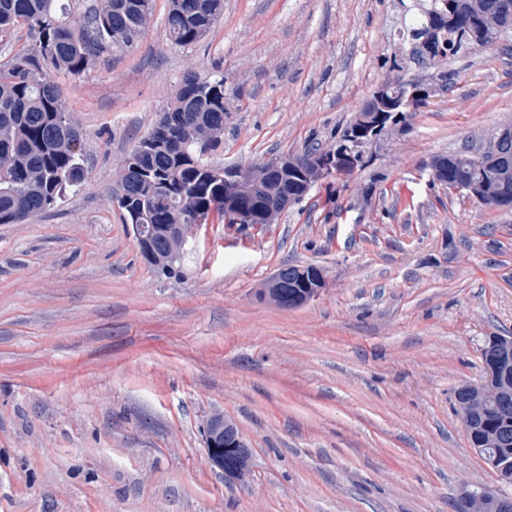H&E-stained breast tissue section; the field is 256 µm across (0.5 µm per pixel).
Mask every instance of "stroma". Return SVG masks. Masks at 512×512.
Segmentation results:
<instances>
[{
  "label": "stroma",
  "mask_w": 512,
  "mask_h": 512,
  "mask_svg": "<svg viewBox=\"0 0 512 512\" xmlns=\"http://www.w3.org/2000/svg\"><path fill=\"white\" fill-rule=\"evenodd\" d=\"M139 41L59 76L84 179L0 224V512H457L497 488L454 392L488 337L512 336V210L433 181L430 162L512 125V52L479 47L372 161L312 186L275 224L199 225L158 276L112 203L123 159L187 77H223L215 166L333 145L390 76L399 0H224L196 44ZM327 284L294 309L259 299L279 267ZM233 420L246 482L206 459ZM224 432V441L222 442L223 448H215V437L213 436L214 432ZM205 447L207 450V457L210 461V452L209 448H215V457L217 459H222L224 462V466L229 468H236L238 463L239 467V475L237 476V480H243L247 475L251 473V455L249 450L247 449L244 458L239 461L238 455L235 450L230 448H248L245 440L243 439L241 433L238 431V428L225 416L223 415H214L210 418L206 432H205ZM230 442V444H228ZM224 446L228 448L224 450Z\"/></svg>",
  "instance_id": "stroma-1"
}]
</instances>
